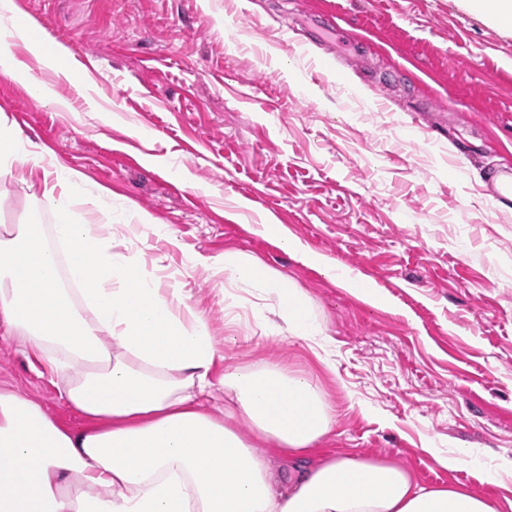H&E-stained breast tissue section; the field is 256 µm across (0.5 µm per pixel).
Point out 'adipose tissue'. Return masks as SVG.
<instances>
[{
    "instance_id": "ef3b65f1",
    "label": "adipose tissue",
    "mask_w": 512,
    "mask_h": 512,
    "mask_svg": "<svg viewBox=\"0 0 512 512\" xmlns=\"http://www.w3.org/2000/svg\"><path fill=\"white\" fill-rule=\"evenodd\" d=\"M19 138L0 114V173L59 221L0 225V332L64 375L60 395L87 423L59 426L21 390L0 391V512H498L395 464L310 463L334 413L310 377L279 364L226 369L224 411L210 410L222 354L206 317L182 289L140 282L108 235L77 223L73 179L51 176L45 151L18 160ZM224 270L276 296L291 337L317 345L300 289L239 252Z\"/></svg>"
}]
</instances>
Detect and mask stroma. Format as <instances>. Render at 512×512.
<instances>
[{
	"mask_svg": "<svg viewBox=\"0 0 512 512\" xmlns=\"http://www.w3.org/2000/svg\"><path fill=\"white\" fill-rule=\"evenodd\" d=\"M467 3L14 0L0 31L44 93L0 76V114L21 150L79 174L72 209L106 225L114 252L207 318L224 354L216 407L225 368L307 372L335 416L320 455L391 462L512 512V208L494 194L512 166V26ZM329 11L361 29L355 54L306 25ZM17 15L67 48L72 76L45 64ZM425 100L433 117L417 111ZM29 221L57 217L0 174V225ZM282 231L374 300L284 251ZM228 251L310 298L326 355L265 322L268 301L225 273ZM59 383L0 335V389L84 425ZM461 450L456 468L434 459Z\"/></svg>",
	"mask_w": 512,
	"mask_h": 512,
	"instance_id": "obj_1",
	"label": "stroma"
}]
</instances>
